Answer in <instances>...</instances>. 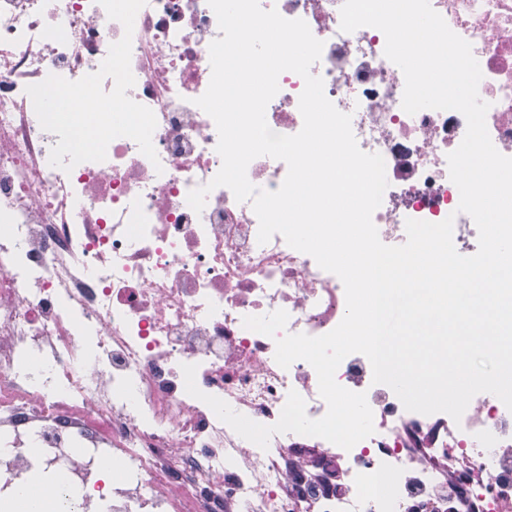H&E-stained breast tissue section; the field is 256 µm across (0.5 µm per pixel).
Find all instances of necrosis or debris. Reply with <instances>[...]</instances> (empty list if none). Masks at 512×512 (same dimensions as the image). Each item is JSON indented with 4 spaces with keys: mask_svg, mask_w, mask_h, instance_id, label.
Segmentation results:
<instances>
[{
    "mask_svg": "<svg viewBox=\"0 0 512 512\" xmlns=\"http://www.w3.org/2000/svg\"><path fill=\"white\" fill-rule=\"evenodd\" d=\"M259 2L323 41L312 74L351 114L361 150L383 156L380 240L399 246L406 220L450 217L456 250L475 254L447 163L465 117L407 114L384 34L342 32L343 0ZM430 5L471 44L489 135L512 157V0ZM123 35L97 0H0V512L44 473L84 491L61 512L101 501L107 512H512V411L493 394L474 396L458 422L410 412L350 354L336 380L366 393L375 432L347 451L293 433L259 448L186 392L193 364L202 392L257 423H276L292 390L323 417L314 368H281L274 339L242 320L283 309L287 332L320 336L342 320L345 290L281 235L259 243L251 204L230 189L199 213L187 203L222 165L216 125L195 104L221 35L207 0H147L135 19L128 95L155 114L156 159L118 137L105 161L50 165L59 137L27 86L97 71ZM278 85L266 121L293 135L304 81L286 71Z\"/></svg>",
    "mask_w": 512,
    "mask_h": 512,
    "instance_id": "obj_1",
    "label": "necrosis or debris"
}]
</instances>
